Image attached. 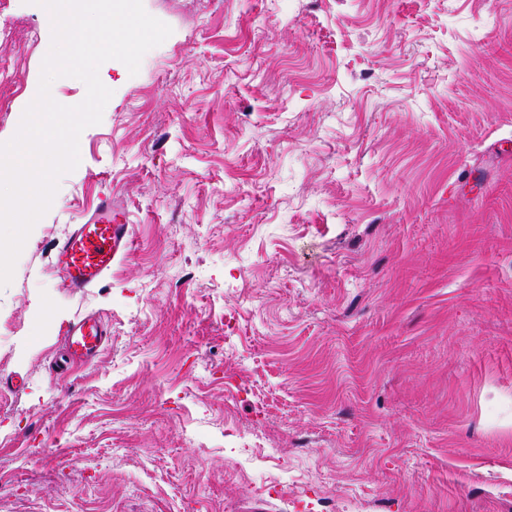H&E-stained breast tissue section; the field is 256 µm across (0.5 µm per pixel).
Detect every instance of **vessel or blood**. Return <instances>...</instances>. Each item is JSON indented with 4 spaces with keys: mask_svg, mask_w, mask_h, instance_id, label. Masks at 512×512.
<instances>
[{
    "mask_svg": "<svg viewBox=\"0 0 512 512\" xmlns=\"http://www.w3.org/2000/svg\"><path fill=\"white\" fill-rule=\"evenodd\" d=\"M132 243L130 225L120 223L111 203H104L88 223L73 225L54 247V267L63 288L81 294L98 286L113 264L128 256ZM107 336V326L96 315L79 316L68 329L60 367L94 359Z\"/></svg>",
    "mask_w": 512,
    "mask_h": 512,
    "instance_id": "vessel-or-blood-1",
    "label": "vessel or blood"
}]
</instances>
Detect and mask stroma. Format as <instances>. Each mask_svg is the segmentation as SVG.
<instances>
[{
	"instance_id": "stroma-1",
	"label": "stroma",
	"mask_w": 512,
	"mask_h": 512,
	"mask_svg": "<svg viewBox=\"0 0 512 512\" xmlns=\"http://www.w3.org/2000/svg\"><path fill=\"white\" fill-rule=\"evenodd\" d=\"M143 5L0 288V512H512V0ZM5 13L0 142L51 44ZM106 200L131 252L69 294ZM112 203H104L86 224L73 227L54 247V267L62 287L81 294L98 286L111 272L112 265L131 251V224L118 221ZM107 336V326L94 314L76 318L67 332L66 352L60 356L59 367L68 368L76 361H91L101 351Z\"/></svg>"
}]
</instances>
